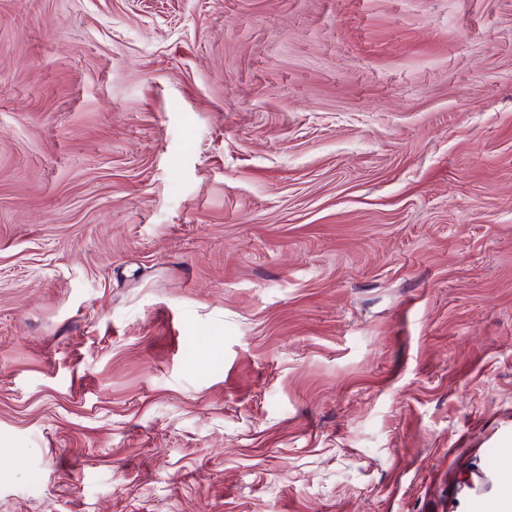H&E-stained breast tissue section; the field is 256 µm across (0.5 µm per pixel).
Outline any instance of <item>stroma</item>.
<instances>
[{
  "label": "stroma",
  "instance_id": "stroma-1",
  "mask_svg": "<svg viewBox=\"0 0 512 512\" xmlns=\"http://www.w3.org/2000/svg\"><path fill=\"white\" fill-rule=\"evenodd\" d=\"M512 0H0V512H494Z\"/></svg>",
  "mask_w": 512,
  "mask_h": 512
}]
</instances>
